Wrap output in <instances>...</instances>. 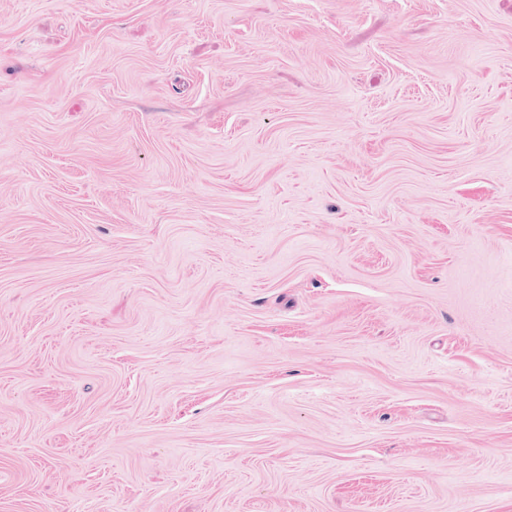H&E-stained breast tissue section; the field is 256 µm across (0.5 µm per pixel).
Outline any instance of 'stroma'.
<instances>
[{
	"instance_id": "stroma-1",
	"label": "stroma",
	"mask_w": 512,
	"mask_h": 512,
	"mask_svg": "<svg viewBox=\"0 0 512 512\" xmlns=\"http://www.w3.org/2000/svg\"><path fill=\"white\" fill-rule=\"evenodd\" d=\"M0 512H512V0H0Z\"/></svg>"
}]
</instances>
